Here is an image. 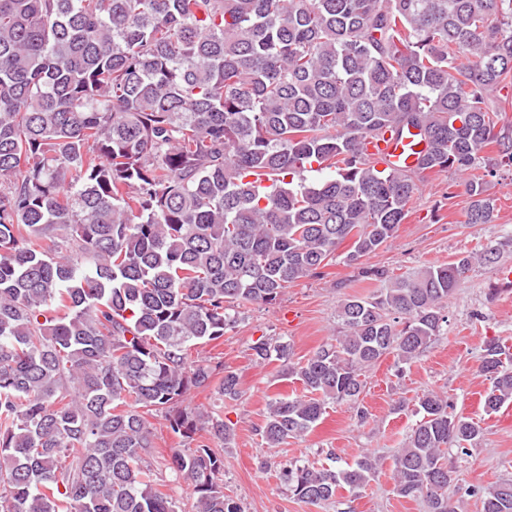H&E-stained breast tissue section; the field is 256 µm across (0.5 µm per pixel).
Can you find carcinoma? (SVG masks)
Wrapping results in <instances>:
<instances>
[{"instance_id":"1","label":"carcinoma","mask_w":512,"mask_h":512,"mask_svg":"<svg viewBox=\"0 0 512 512\" xmlns=\"http://www.w3.org/2000/svg\"><path fill=\"white\" fill-rule=\"evenodd\" d=\"M512 87V0H0V508L3 512H176L145 456L146 416L174 436L229 444L233 425L181 409L230 368L192 356L336 258L355 264L395 237L418 182L471 172L467 224H492L487 177L512 167L495 103ZM420 132L411 171H379L367 149ZM499 146L497 162L482 156ZM323 177L308 181L306 173ZM262 173L270 186L253 176ZM503 242L411 276L337 311L338 335L304 362L259 337L301 395L269 400V448L311 431L328 405L357 404L365 373L414 362L442 335L473 262ZM484 410L512 403V352L484 342ZM393 459V492L457 512L445 454L480 444V422L448 396L419 400ZM289 463L297 499L362 489L377 470ZM193 512H244L224 494V457L172 449ZM512 512V480L467 489Z\"/></svg>"}]
</instances>
